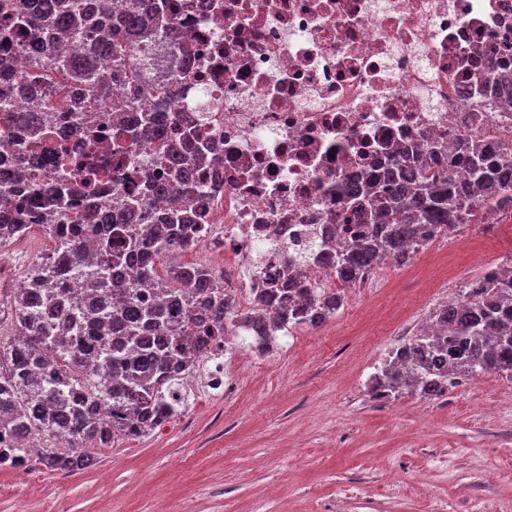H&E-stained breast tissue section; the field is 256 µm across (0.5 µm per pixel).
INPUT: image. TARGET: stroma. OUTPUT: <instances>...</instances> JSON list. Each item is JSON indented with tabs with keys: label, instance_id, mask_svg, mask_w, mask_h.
Segmentation results:
<instances>
[{
	"label": "stroma",
	"instance_id": "35a3bbf8",
	"mask_svg": "<svg viewBox=\"0 0 512 512\" xmlns=\"http://www.w3.org/2000/svg\"><path fill=\"white\" fill-rule=\"evenodd\" d=\"M42 227L0 249L48 254ZM512 256V212L431 241L414 268L348 289L335 317L280 337L222 397L186 396L148 435L95 451L93 466L0 467V512H512V379L463 378L437 398H371L393 347Z\"/></svg>",
	"mask_w": 512,
	"mask_h": 512
}]
</instances>
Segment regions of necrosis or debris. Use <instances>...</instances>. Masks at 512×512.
<instances>
[{"label": "necrosis or debris", "instance_id": "obj_1", "mask_svg": "<svg viewBox=\"0 0 512 512\" xmlns=\"http://www.w3.org/2000/svg\"><path fill=\"white\" fill-rule=\"evenodd\" d=\"M197 51L194 69L159 76L153 63L175 46L164 35L137 41L132 57L149 97L163 93L171 119L209 141L205 187L191 207L198 220L186 247L223 257L216 272L236 304L237 321L196 371H180L164 398L178 407L185 387L203 382L224 394L233 380L225 361L248 369L263 337L250 315L284 266L301 268L292 300L307 305L346 288L336 255L358 240L341 220L343 183L404 163L448 160L459 138L512 148V114L493 111L480 79L487 52L512 65V0H177L170 15ZM0 92L17 103L24 83L57 120L31 137L76 146L106 174L102 194L124 202L126 174L112 169L107 142L113 113L130 86L112 78V59L98 65L108 96L88 98L78 120L60 61L38 62L23 48L8 54ZM23 134L0 121V207L17 201L16 159Z\"/></svg>", "mask_w": 512, "mask_h": 512}]
</instances>
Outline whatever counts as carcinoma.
<instances>
[{"instance_id": "carcinoma-1", "label": "carcinoma", "mask_w": 512, "mask_h": 512, "mask_svg": "<svg viewBox=\"0 0 512 512\" xmlns=\"http://www.w3.org/2000/svg\"><path fill=\"white\" fill-rule=\"evenodd\" d=\"M113 2L20 0L15 16L0 29V52L7 51L20 18L29 30L28 48L38 55L83 30L87 42L81 55L67 60L69 72L88 78L110 54L124 78L128 69L122 64L132 46L125 38L155 34L173 5L171 0H125L126 8L118 12ZM166 34L179 41L181 66L192 67V47L172 29ZM494 66L495 111L512 113V68L506 62ZM163 111L162 100L144 114L131 104L119 122L129 139L168 143L167 175L147 184L148 195L169 199L165 216L143 227L134 201L95 207L87 224L42 225L55 250L15 290L9 309L21 339L0 348V467L21 466L35 454L52 472L79 471L94 464L93 449L150 433L170 418L161 394L174 373L223 341L236 317L214 269L178 266L161 278L153 268L158 251L184 246L182 206L202 190L205 165L204 154L190 157L183 146L191 138L201 140L200 132L173 138L171 130L156 124L155 113ZM10 117L20 126L38 125L47 113L32 103L11 110ZM457 152L468 171L465 183L448 181L420 164H401L346 185L347 210L351 223L359 225L360 239L336 257L341 278L356 282L388 260L402 266L410 250L433 234L476 224L486 209L512 208V153L493 156L481 140L468 138L459 141ZM71 176L86 195L99 194L101 174L89 162L74 160ZM63 189L47 186L17 207L1 208L0 247L28 231L21 216L35 213L43 202L61 201ZM79 275L80 291L71 287ZM140 284L154 285L158 296L170 299L150 303ZM273 301V311L261 309L251 319L258 336L315 327L341 306L332 298L317 308H296L288 303L286 288L265 295V302ZM432 318L433 333L389 352L372 378V398H395L405 391L438 397L458 378L491 373L512 379V269L471 282L460 300ZM189 322L196 323L194 336L184 335ZM58 431L70 434L71 447H13L18 437L53 438Z\"/></svg>"}]
</instances>
